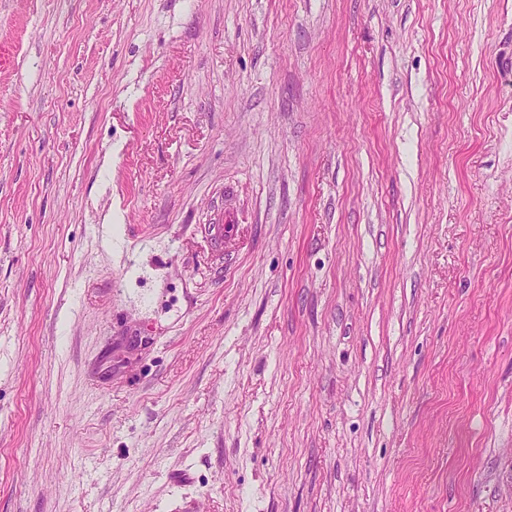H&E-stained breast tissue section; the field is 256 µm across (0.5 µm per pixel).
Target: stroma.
<instances>
[{
    "mask_svg": "<svg viewBox=\"0 0 512 512\" xmlns=\"http://www.w3.org/2000/svg\"><path fill=\"white\" fill-rule=\"evenodd\" d=\"M0 512H512V0H0Z\"/></svg>",
    "mask_w": 512,
    "mask_h": 512,
    "instance_id": "35a3bbf8",
    "label": "stroma"
}]
</instances>
